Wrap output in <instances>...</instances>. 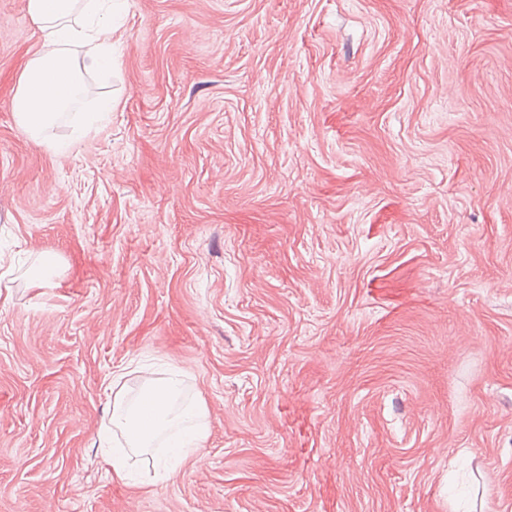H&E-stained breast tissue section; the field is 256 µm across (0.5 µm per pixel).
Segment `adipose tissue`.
<instances>
[{"label": "adipose tissue", "instance_id": "adipose-tissue-1", "mask_svg": "<svg viewBox=\"0 0 512 512\" xmlns=\"http://www.w3.org/2000/svg\"><path fill=\"white\" fill-rule=\"evenodd\" d=\"M27 8L44 48L27 58L18 77L13 109L19 126L41 142L58 118L79 101L84 76L111 72L114 6L113 0H27ZM181 384L180 373L172 372L147 379L133 401L115 396L111 424L102 430L112 445L100 451L113 479L129 481L132 454L152 448L163 433L183 422L196 425L189 439L172 457L153 460L163 477H170L175 461L205 439L204 407L193 403L179 411L174 408Z\"/></svg>", "mask_w": 512, "mask_h": 512}]
</instances>
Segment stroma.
Wrapping results in <instances>:
<instances>
[{
  "instance_id": "stroma-1",
  "label": "stroma",
  "mask_w": 512,
  "mask_h": 512,
  "mask_svg": "<svg viewBox=\"0 0 512 512\" xmlns=\"http://www.w3.org/2000/svg\"><path fill=\"white\" fill-rule=\"evenodd\" d=\"M114 24L56 152L14 116L43 42L0 0V512H512V0ZM141 365L207 436L124 484L99 432Z\"/></svg>"
}]
</instances>
